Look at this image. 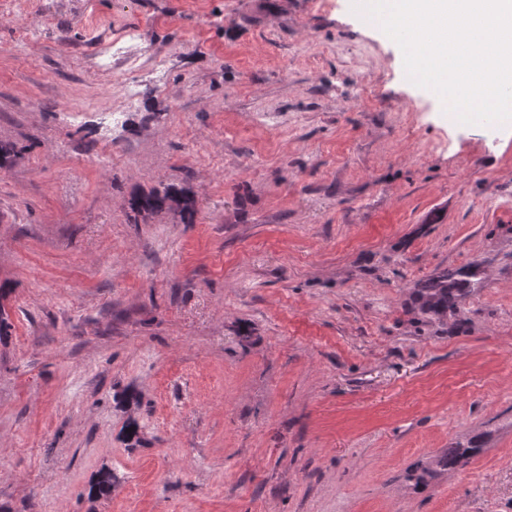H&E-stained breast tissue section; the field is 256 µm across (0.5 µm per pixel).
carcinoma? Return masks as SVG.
I'll return each mask as SVG.
<instances>
[{"label":"carcinoma","mask_w":512,"mask_h":512,"mask_svg":"<svg viewBox=\"0 0 512 512\" xmlns=\"http://www.w3.org/2000/svg\"><path fill=\"white\" fill-rule=\"evenodd\" d=\"M174 201L176 191L170 186H165L134 197L131 209L137 214L153 213L165 209ZM479 280L480 270L476 267L448 269L424 280L413 293L412 304L424 314L438 318L446 317L448 313L457 310L461 298L479 284ZM480 452L479 448H448L436 457L435 465L441 470H452ZM114 486L112 470L104 468L90 484L88 498H108L112 495Z\"/></svg>","instance_id":"cac0c4a2"}]
</instances>
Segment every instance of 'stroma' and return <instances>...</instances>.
I'll use <instances>...</instances> for the list:
<instances>
[{
	"mask_svg": "<svg viewBox=\"0 0 512 512\" xmlns=\"http://www.w3.org/2000/svg\"><path fill=\"white\" fill-rule=\"evenodd\" d=\"M352 4L0 0V512H512V126ZM176 201V191L171 186L155 189L148 194L136 196L131 201V209L137 214L162 211L170 202ZM480 270L468 266L448 269L424 280L413 293L412 304L424 314L438 318L455 312L461 298L479 284ZM479 452V448H447L436 457L435 465L441 470H452ZM115 486L114 475L111 469L104 468L99 471L88 489V498L100 500L112 495V488Z\"/></svg>",
	"mask_w": 512,
	"mask_h": 512,
	"instance_id": "35a3bbf8",
	"label": "stroma"
}]
</instances>
